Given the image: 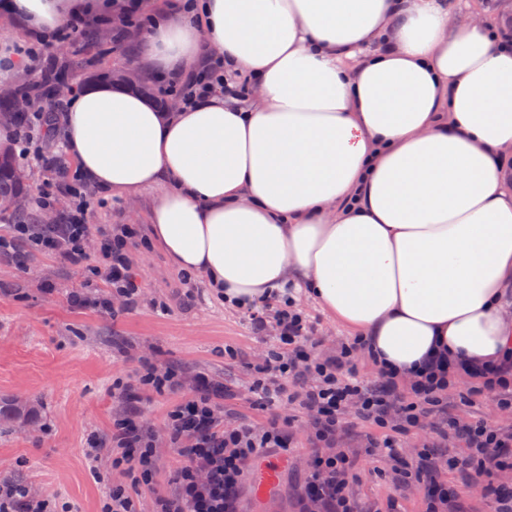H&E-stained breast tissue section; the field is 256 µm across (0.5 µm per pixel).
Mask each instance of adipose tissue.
<instances>
[{
  "label": "adipose tissue",
  "mask_w": 512,
  "mask_h": 512,
  "mask_svg": "<svg viewBox=\"0 0 512 512\" xmlns=\"http://www.w3.org/2000/svg\"><path fill=\"white\" fill-rule=\"evenodd\" d=\"M98 0H10L41 38ZM157 69L203 54L247 76L160 111L89 82L63 117L89 185H164L150 233L245 307L301 283L378 369L512 353V47L443 0H195L141 38Z\"/></svg>",
  "instance_id": "1"
}]
</instances>
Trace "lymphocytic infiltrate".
<instances>
[{
  "label": "lymphocytic infiltrate",
  "mask_w": 512,
  "mask_h": 512,
  "mask_svg": "<svg viewBox=\"0 0 512 512\" xmlns=\"http://www.w3.org/2000/svg\"><path fill=\"white\" fill-rule=\"evenodd\" d=\"M160 83L163 93L188 107L223 92L224 68L206 58L197 70L161 78ZM28 155L46 176L35 201L37 209H54L62 196L69 204L49 224H31L23 214H13L12 235L0 239V251L15 248L22 241L30 250L88 269L104 289L97 295L72 294L70 303L74 308L115 316L137 308L143 292L132 272L131 255L133 249L147 244L143 229L135 224L102 225L97 262L88 265L86 194L75 185L60 152L36 146ZM243 315L257 334L271 332L278 340L277 347L256 366L252 381L257 404L271 413L265 425L225 426L221 402L233 397L234 392L204 374L188 384L175 369L145 359L134 381L112 385L128 402L138 399L143 391L179 397L167 415L166 438L185 464L175 475L174 491L155 495L154 512H238L239 488L247 469L266 449H284L289 444V421L277 412L284 403L299 404L312 413L315 442L321 447L312 460V474L299 494L300 512H356L347 488L353 461L336 448L337 437L343 431L342 417L348 410H355L374 429L365 449L370 456L379 448L395 450L402 435L423 419L443 412L447 377L451 374L466 371L472 379L461 401L471 403L489 394L500 408L512 409V355L471 372L464 362L452 363L437 356L424 364L418 380L404 382L385 371L378 383L369 387L355 376L352 347H341L326 357L315 355L317 325L297 309L294 301H260L245 308ZM289 380L294 390H287L285 383ZM440 437L463 441L467 455L443 457L433 443L421 448L414 462H401L396 469L400 483L415 481L421 485L426 512H469L454 485L440 478L439 471L444 467L464 484H481L493 512H512V485L499 479L500 473L512 469V429L450 417L444 420ZM157 455L154 434L146 431L131 411L113 421L111 438L89 435L84 448L89 475L95 483L107 486L100 512H138L133 493L141 487H152ZM114 468L123 469L128 482L111 483L110 471ZM56 507L54 497L34 489L27 481L0 482V512H55Z\"/></svg>",
  "instance_id": "lymphocytic-infiltrate-1"
}]
</instances>
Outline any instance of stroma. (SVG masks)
Listing matches in <instances>:
<instances>
[{
  "label": "stroma",
  "instance_id": "stroma-1",
  "mask_svg": "<svg viewBox=\"0 0 512 512\" xmlns=\"http://www.w3.org/2000/svg\"><path fill=\"white\" fill-rule=\"evenodd\" d=\"M160 194L157 187L133 196L91 191L87 222L93 227L147 225ZM132 263L145 301L114 318L72 307L71 293L87 285L85 270L39 252L31 253L21 269L0 255V479L24 477L70 512L100 510L105 489L90 479L83 448L88 434H109L113 419L125 410L112 384L134 376L137 356L153 357L190 378L205 373L237 389V398L223 404L226 425H259L269 418L255 403L249 367L261 362L275 337L256 335L239 312L208 288L184 305L182 274L159 247L134 250ZM155 299L165 300L169 312H156L151 306ZM295 302L319 324L317 355L332 354L352 341L354 330L306 293H297ZM469 384L463 376L449 388V415L512 427V412L493 398L462 404L459 395ZM174 401L171 395L148 394L137 405L140 421L160 441L154 485L138 493L140 512H153L155 492L172 491V479L184 464L164 440L166 412ZM280 413L292 421V440L278 491L263 503L243 491L239 512H299L298 496L315 446L309 418L299 405L282 407ZM345 425L339 446L358 457L348 481L359 512H425L419 485L398 483L386 449L364 455L369 425L352 412Z\"/></svg>",
  "mask_w": 512,
  "mask_h": 512
}]
</instances>
